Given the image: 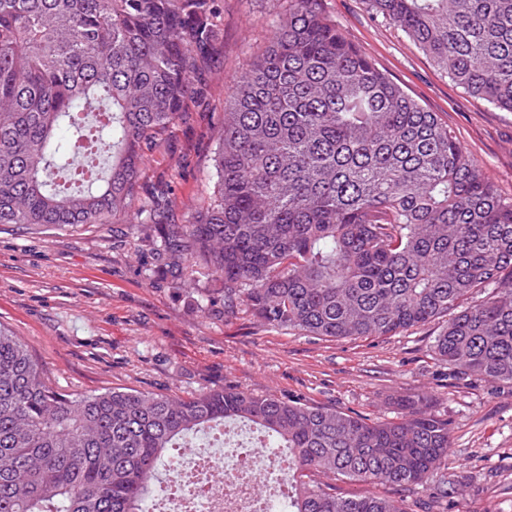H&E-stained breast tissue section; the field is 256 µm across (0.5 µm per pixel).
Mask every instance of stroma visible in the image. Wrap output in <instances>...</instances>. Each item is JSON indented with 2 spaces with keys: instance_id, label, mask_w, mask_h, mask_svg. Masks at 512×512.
<instances>
[{
  "instance_id": "stroma-1",
  "label": "stroma",
  "mask_w": 512,
  "mask_h": 512,
  "mask_svg": "<svg viewBox=\"0 0 512 512\" xmlns=\"http://www.w3.org/2000/svg\"><path fill=\"white\" fill-rule=\"evenodd\" d=\"M224 40L206 99L193 100L147 154L143 196L168 191L170 221L188 223L214 186L216 128L234 78L263 51L287 0H223ZM346 38L448 124L498 193L512 199V112L470 96L367 0H321ZM156 230L107 224L34 233L0 225V324L26 343L63 392L134 389L183 398L224 388L400 418L401 395H424L448 419L449 464L467 478L448 512H512V384L458 377L433 351L444 322L393 336H313L265 325L222 303L199 312L192 285L156 260Z\"/></svg>"
}]
</instances>
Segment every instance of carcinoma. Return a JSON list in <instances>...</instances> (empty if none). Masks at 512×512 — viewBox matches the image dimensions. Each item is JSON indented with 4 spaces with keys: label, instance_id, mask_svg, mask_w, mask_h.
<instances>
[{
    "label": "carcinoma",
    "instance_id": "obj_1",
    "mask_svg": "<svg viewBox=\"0 0 512 512\" xmlns=\"http://www.w3.org/2000/svg\"><path fill=\"white\" fill-rule=\"evenodd\" d=\"M466 92L512 112V0H369ZM218 0H0V224L162 226L158 256L224 315L336 339L448 317L434 352L462 377L512 384V199L448 125L393 83L320 0H288L236 78L212 194L186 224L141 197L147 152L207 90ZM485 288L486 300L466 301ZM403 396L372 422L214 390L188 399L60 392L0 324V512H145L172 449L228 423L288 451L289 512H411L337 497L307 471L461 495L448 420Z\"/></svg>",
    "mask_w": 512,
    "mask_h": 512
}]
</instances>
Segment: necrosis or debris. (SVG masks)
Here are the masks:
<instances>
[{"label": "necrosis or debris", "mask_w": 512, "mask_h": 512, "mask_svg": "<svg viewBox=\"0 0 512 512\" xmlns=\"http://www.w3.org/2000/svg\"><path fill=\"white\" fill-rule=\"evenodd\" d=\"M287 467L283 452L248 444L229 426L223 453L193 447L166 465L152 512H283Z\"/></svg>", "instance_id": "necrosis-or-debris-1"}]
</instances>
